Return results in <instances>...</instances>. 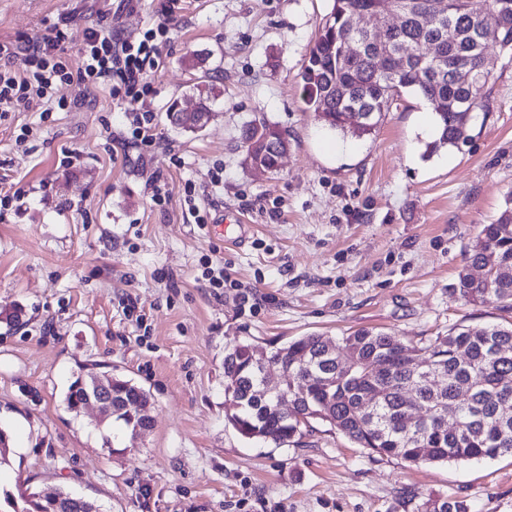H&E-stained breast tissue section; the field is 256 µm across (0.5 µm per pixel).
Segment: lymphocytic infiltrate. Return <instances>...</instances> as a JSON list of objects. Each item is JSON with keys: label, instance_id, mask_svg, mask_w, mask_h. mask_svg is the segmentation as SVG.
<instances>
[{"label": "lymphocytic infiltrate", "instance_id": "1", "mask_svg": "<svg viewBox=\"0 0 512 512\" xmlns=\"http://www.w3.org/2000/svg\"><path fill=\"white\" fill-rule=\"evenodd\" d=\"M180 0H164L163 22L147 29L136 39L117 33L88 28L76 55L68 53L69 17H58L47 35L37 41L20 38L0 41V60L21 59L19 70H0V112L38 109L42 114L67 112L71 102L55 98L57 83L98 86L112 99L137 103L127 113V130L122 147L149 153L160 145L156 133L153 98L156 90L148 76L162 62V47L169 28L166 17L178 9Z\"/></svg>", "mask_w": 512, "mask_h": 512}]
</instances>
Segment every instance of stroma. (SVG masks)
<instances>
[{
  "label": "stroma",
  "mask_w": 512,
  "mask_h": 512,
  "mask_svg": "<svg viewBox=\"0 0 512 512\" xmlns=\"http://www.w3.org/2000/svg\"><path fill=\"white\" fill-rule=\"evenodd\" d=\"M330 0H182L168 23L157 90L167 151L122 149L128 102L92 90L70 112L0 119V428L11 432L0 489H57L100 512H417L457 497L474 512H512V457L408 465L368 454L321 421L285 446L243 438L225 420L224 352H264L299 336L388 330L416 346L457 325L507 323L453 287L512 192V56L498 55L484 111L466 142L424 157L428 102L410 91L376 133L326 129L304 101L300 72ZM161 0H0V41L36 38L71 18L137 37ZM209 53L223 89L207 126L171 128L167 107ZM288 135L277 170L247 165L243 122ZM32 129L21 135L22 126ZM70 163H63V152ZM224 186L214 210L249 221L243 243L195 224L183 187ZM164 180L170 198L151 200ZM223 268L210 287L205 268ZM21 309L19 324L5 316ZM111 369L151 395L150 427L130 440L66 394L82 366Z\"/></svg>",
  "instance_id": "obj_1"
}]
</instances>
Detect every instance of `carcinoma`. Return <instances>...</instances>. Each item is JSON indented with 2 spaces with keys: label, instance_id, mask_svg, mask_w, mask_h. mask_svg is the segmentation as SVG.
Returning a JSON list of instances; mask_svg holds the SVG:
<instances>
[{
  "label": "carcinoma",
  "instance_id": "obj_1",
  "mask_svg": "<svg viewBox=\"0 0 512 512\" xmlns=\"http://www.w3.org/2000/svg\"><path fill=\"white\" fill-rule=\"evenodd\" d=\"M325 22L309 48L300 77L304 100L323 125L344 135L376 132L401 92L422 95L438 118L431 155L458 146L482 107L481 91L493 77L495 59L486 53L488 34L512 51V0H332ZM370 16L386 26L378 44L361 24ZM188 111L172 103L171 126L199 131L222 90L203 72ZM244 162L278 169L288 147L281 129L265 119L246 122ZM468 262L484 269L475 279L459 273L455 291L469 303H499L512 311V194L498 218L483 225ZM387 365L381 369V365ZM288 367L281 395H259L261 379L249 345L224 355V397L237 402L228 423L244 438L276 446L292 442L312 419L328 423L360 448L409 464L480 461L512 455V323L462 326L422 347L392 332L360 329L340 339L320 334L295 338L271 352L267 369ZM439 369L446 384L433 388L425 372ZM96 375L81 368L66 396L78 411ZM115 400L147 408L150 394L111 376ZM288 396V410L280 396ZM417 410L425 418L403 425ZM71 494L24 491L13 512H71ZM417 512H470L460 498H427Z\"/></svg>",
  "mask_w": 512,
  "mask_h": 512
}]
</instances>
